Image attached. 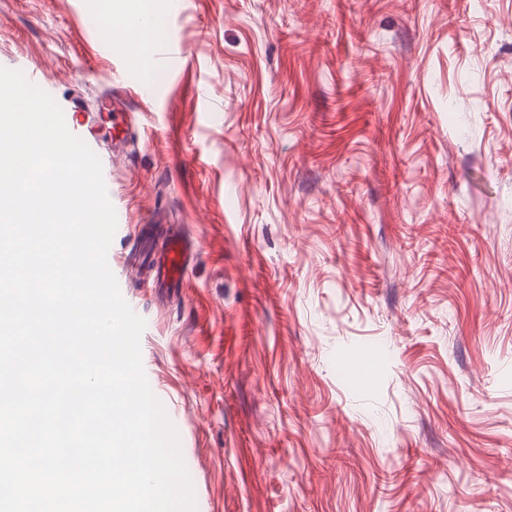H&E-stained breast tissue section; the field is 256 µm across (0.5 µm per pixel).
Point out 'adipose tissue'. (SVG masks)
Wrapping results in <instances>:
<instances>
[{"instance_id":"1","label":"adipose tissue","mask_w":512,"mask_h":512,"mask_svg":"<svg viewBox=\"0 0 512 512\" xmlns=\"http://www.w3.org/2000/svg\"><path fill=\"white\" fill-rule=\"evenodd\" d=\"M159 2L129 0L118 6L109 30L115 48L135 58L148 81L154 76L152 49L161 35Z\"/></svg>"}]
</instances>
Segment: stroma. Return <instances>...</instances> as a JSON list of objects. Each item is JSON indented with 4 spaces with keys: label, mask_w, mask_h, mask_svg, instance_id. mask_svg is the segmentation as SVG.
I'll return each instance as SVG.
<instances>
[{
    "label": "stroma",
    "mask_w": 512,
    "mask_h": 512,
    "mask_svg": "<svg viewBox=\"0 0 512 512\" xmlns=\"http://www.w3.org/2000/svg\"><path fill=\"white\" fill-rule=\"evenodd\" d=\"M88 1L0 67L83 117L196 512H512V0H179L148 98ZM187 261L182 240L175 233L172 235L167 251L162 253L155 262L156 286L159 288H170L172 285L185 287L183 268Z\"/></svg>",
    "instance_id": "stroma-1"
}]
</instances>
